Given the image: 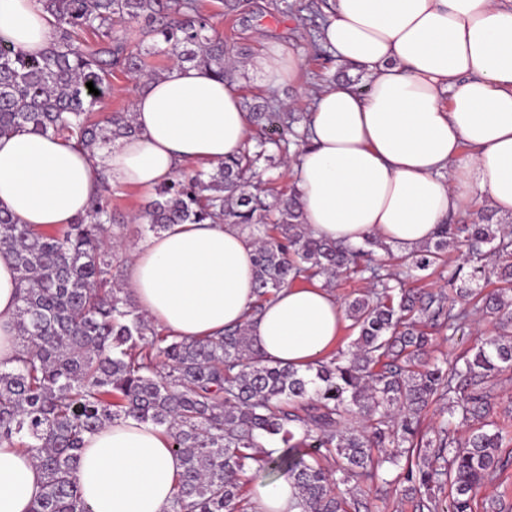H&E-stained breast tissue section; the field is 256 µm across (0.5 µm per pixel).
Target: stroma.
Masks as SVG:
<instances>
[{
	"mask_svg": "<svg viewBox=\"0 0 512 512\" xmlns=\"http://www.w3.org/2000/svg\"><path fill=\"white\" fill-rule=\"evenodd\" d=\"M276 0H250L246 14L226 16L219 0H200L202 11L210 15L219 34L225 40L248 48L250 57L263 53L269 42L278 41L296 49L304 60L297 83L282 84L272 88L253 69L237 71L233 85L242 99L258 102L273 98L275 103L287 104L289 111H310L313 103L311 88L324 83L328 72L313 54L310 32L312 23L307 10L309 0H294L297 10L282 17L275 12ZM148 192L136 187L113 190L110 201L113 209L125 224V235L140 241V222L135 219L141 206L148 199ZM497 320L494 316L476 314L470 317L455 339H447L444 330L433 328L429 334L432 344L429 355L434 359H455L486 336L494 334ZM494 409L492 421L503 429V445L499 453L500 464L492 480L481 488L476 497L475 512H485L490 504H497L502 512H512V371L505 372L491 391Z\"/></svg>",
	"mask_w": 512,
	"mask_h": 512,
	"instance_id": "35a3bbf8",
	"label": "stroma"
}]
</instances>
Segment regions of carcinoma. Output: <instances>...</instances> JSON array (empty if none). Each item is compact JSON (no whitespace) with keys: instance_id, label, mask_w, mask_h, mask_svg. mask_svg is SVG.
Masks as SVG:
<instances>
[{"instance_id":"1","label":"carcinoma","mask_w":512,"mask_h":512,"mask_svg":"<svg viewBox=\"0 0 512 512\" xmlns=\"http://www.w3.org/2000/svg\"><path fill=\"white\" fill-rule=\"evenodd\" d=\"M53 19L55 38L32 55L0 38V136L53 134L91 152L137 133L132 112L94 120L120 72L146 83L162 72L148 56L211 70L221 79L236 68L198 0H37ZM138 25L137 43L113 34L117 22ZM93 82L99 95L89 92ZM253 145L210 172L160 184L139 214L141 232L171 224H236L256 246L257 302L252 314L285 285L369 274L373 288L346 302L358 336L304 372L262 360L239 326L207 341L160 336L139 313L112 268L121 257L105 247L115 217L106 192L93 196L74 223L53 229L20 224L0 207V252L20 275L14 315L18 356L0 365V443L26 449L43 473L31 512H89L75 472L84 435L131 417L163 430L182 471L170 512H243L241 476L251 462L288 474L300 512H359L363 483H409L417 508L440 512L436 493L450 486L448 512H473L492 477L502 431L488 421L490 391L512 369V232L501 224H441L435 239L403 257L411 271L446 263L448 246H466L448 278L498 287L416 291L375 262L374 237L357 246L318 238L304 224L292 192L272 202L250 190L261 161L305 142L304 116L272 105L251 110ZM495 263H482L487 253ZM478 311L499 330L473 355L424 360L429 337L418 324L448 331V339ZM448 402L447 415L421 434L429 403ZM471 427L461 440L458 424ZM278 441L279 450L262 452Z\"/></svg>"}]
</instances>
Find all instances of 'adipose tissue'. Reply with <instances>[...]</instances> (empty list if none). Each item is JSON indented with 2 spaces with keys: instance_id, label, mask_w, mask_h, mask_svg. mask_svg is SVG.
<instances>
[{
  "instance_id": "ef3b65f1",
  "label": "adipose tissue",
  "mask_w": 512,
  "mask_h": 512,
  "mask_svg": "<svg viewBox=\"0 0 512 512\" xmlns=\"http://www.w3.org/2000/svg\"><path fill=\"white\" fill-rule=\"evenodd\" d=\"M321 43L361 65L366 94L322 88L307 142L289 167L306 224L357 245L369 236L407 254L479 202L512 215V0H328ZM0 37L44 52L54 28L37 0H0ZM302 65L281 44L251 66L267 85ZM136 136L90 152L51 134L0 138V206L22 224L60 227L84 214L102 183L152 189L177 169L211 168L240 154L249 114L211 71L174 65L132 87ZM254 246L229 224H174L136 244L127 287L152 324L208 339L243 325L264 359L306 369L333 346L343 320L321 285L282 288L252 314ZM19 274L0 255V363L17 351ZM179 458L169 438L134 420L86 435L75 473L91 512H167ZM42 483L30 454L0 443V512H29ZM256 512H296L282 476L255 484Z\"/></svg>"
}]
</instances>
